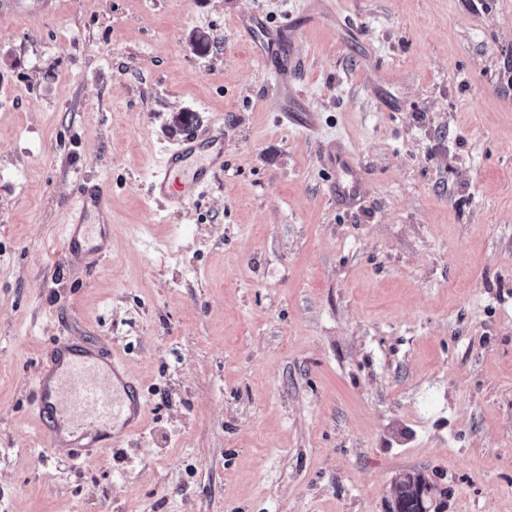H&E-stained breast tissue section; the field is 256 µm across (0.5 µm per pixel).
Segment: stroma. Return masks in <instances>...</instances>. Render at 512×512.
I'll return each mask as SVG.
<instances>
[{"instance_id":"stroma-1","label":"stroma","mask_w":512,"mask_h":512,"mask_svg":"<svg viewBox=\"0 0 512 512\" xmlns=\"http://www.w3.org/2000/svg\"><path fill=\"white\" fill-rule=\"evenodd\" d=\"M250 15L286 27L287 81ZM215 124L209 191L154 201ZM84 183L91 273L62 265ZM58 336L147 402L89 462L42 458ZM407 473L438 512H512V0H0V512H389ZM224 169L221 133L198 141L194 136L181 140L167 151L150 176L152 195L184 206L210 188L212 178ZM328 158L336 170V196L354 204L360 196L362 178L353 154L345 144L337 142L331 145ZM72 208L79 213V220L65 225L63 254L67 261L90 262L102 254L111 238L112 224L105 189L98 187L93 192L81 189ZM90 213L97 214L98 224L82 223Z\"/></svg>"}]
</instances>
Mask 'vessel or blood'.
I'll use <instances>...</instances> for the list:
<instances>
[{"instance_id":"obj_1","label":"vessel or blood","mask_w":512,"mask_h":512,"mask_svg":"<svg viewBox=\"0 0 512 512\" xmlns=\"http://www.w3.org/2000/svg\"><path fill=\"white\" fill-rule=\"evenodd\" d=\"M254 53L275 62L286 50L287 34L253 16L243 22ZM328 158L336 170V195L355 203L361 190V172L348 147L331 145ZM224 168L221 135L207 140H181L167 151L150 176L155 197L183 206L207 189ZM73 210L81 220L66 225L65 259L89 262L102 254L111 238L107 194L104 188L80 190ZM36 413L44 426L45 452L53 457L79 448L108 451L118 435L132 437L144 428L145 402L140 388L123 372L111 349L87 338H59L43 360L33 384Z\"/></svg>"}]
</instances>
